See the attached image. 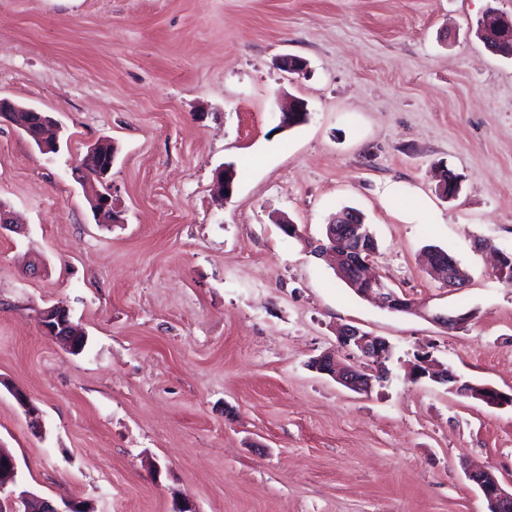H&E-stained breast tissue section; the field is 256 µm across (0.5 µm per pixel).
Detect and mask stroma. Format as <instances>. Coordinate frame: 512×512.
<instances>
[{
    "instance_id": "1",
    "label": "stroma",
    "mask_w": 512,
    "mask_h": 512,
    "mask_svg": "<svg viewBox=\"0 0 512 512\" xmlns=\"http://www.w3.org/2000/svg\"><path fill=\"white\" fill-rule=\"evenodd\" d=\"M490 7L512 15V0H0V99L62 128L43 154L0 121V206L21 227L0 235V448L21 487L93 512H487L472 467L512 489V406L408 374L425 351L512 393V285L493 268L512 250V56L475 35ZM291 98L310 118L283 130ZM101 142L110 226L72 176ZM347 207L419 311L360 298L310 253ZM428 245L463 287L428 275ZM52 306L81 352L44 334ZM432 312L472 318L447 330ZM340 325L391 347L369 392L310 366L332 349L359 363Z\"/></svg>"
}]
</instances>
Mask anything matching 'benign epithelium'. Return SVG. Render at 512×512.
<instances>
[{
	"label": "benign epithelium",
	"mask_w": 512,
	"mask_h": 512,
	"mask_svg": "<svg viewBox=\"0 0 512 512\" xmlns=\"http://www.w3.org/2000/svg\"><path fill=\"white\" fill-rule=\"evenodd\" d=\"M478 29L493 33L500 44L512 42V16L488 11L477 22ZM33 112L35 108L24 109L0 100V118L7 119L12 125H20L18 112ZM307 111L302 101L281 112L280 127H294L293 118ZM374 235L367 229L363 216L348 210L336 217L332 224L326 225L325 240L318 241L322 255L334 259L338 275L357 294L376 300L382 307L391 311L411 310L412 304L401 298L381 278L367 274L371 257L374 255ZM430 270L445 285L455 284L461 276L457 260L447 251L431 249L428 251ZM468 314L455 316L436 314L432 320L447 329H459L468 321ZM44 332L57 340L65 348H71L77 339L69 312L60 307L46 309L41 316ZM340 347L355 349L365 358L381 363L388 356L390 346L379 336H373L355 326H345L337 333ZM314 368L328 374L345 387L356 392H368L373 386L377 373H368V369L359 365L342 366L334 355L325 353L315 359ZM417 377L427 375L440 383L450 385V389L489 406H512V394H506L490 385L471 382H459L449 369L432 368V360L427 359L415 371ZM16 477V465L11 454L0 448V512H90L80 501H67L59 507L51 501L40 498L27 491L8 488ZM471 481L482 493L489 512H512V491H507L497 476L489 470H477L468 473Z\"/></svg>",
	"instance_id": "1"
}]
</instances>
